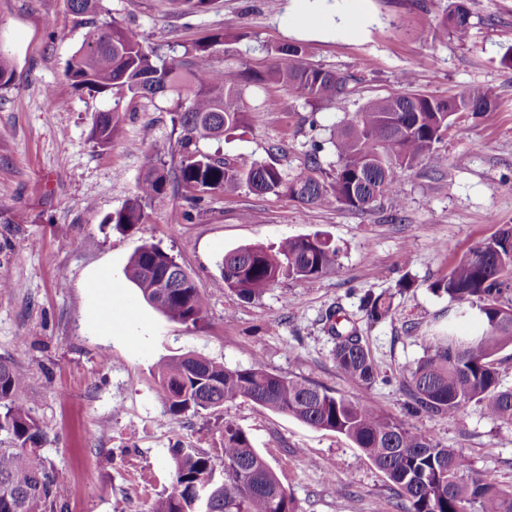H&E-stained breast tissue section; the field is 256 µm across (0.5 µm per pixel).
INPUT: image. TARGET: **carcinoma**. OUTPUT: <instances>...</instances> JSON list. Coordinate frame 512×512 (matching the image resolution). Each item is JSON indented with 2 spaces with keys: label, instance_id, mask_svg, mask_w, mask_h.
Returning <instances> with one entry per match:
<instances>
[{
  "label": "carcinoma",
  "instance_id": "1",
  "mask_svg": "<svg viewBox=\"0 0 512 512\" xmlns=\"http://www.w3.org/2000/svg\"><path fill=\"white\" fill-rule=\"evenodd\" d=\"M99 0H69L71 10L86 15L82 45L72 56L67 77L78 89L112 96V108L98 113L91 137L102 147L118 136L124 103L137 98L174 95L172 123L179 130L183 152L180 165L150 159L133 197L105 223L118 229L142 224L148 209L167 195L169 186L182 191L193 207L206 195L232 193L246 186L256 194H286L312 207L345 206L358 211L373 207L381 197L392 199L400 212L396 170L410 169L425 158L437 168L436 145L457 124L495 105L489 89L436 98L404 93L368 101L351 119L332 127L327 139L311 144L305 168L290 175L273 164L257 162L238 167L200 144L219 140L273 112L280 100L266 95L252 105L250 88L279 85L296 100L318 103L343 95L346 79L305 61V47L288 42L276 51L264 70L247 67L213 69L206 63L209 45L196 44L183 58L168 61L144 45L138 32L112 22H98ZM214 0H171L181 15L205 12ZM458 20L447 13L439 24L456 39L468 37L470 13L464 0ZM469 104L472 110L448 116V107ZM337 160L331 181L321 179L324 145ZM340 265V250L319 235L282 239L273 247L245 245L227 251L217 261L216 285L243 301L256 300L282 279H318ZM126 278L144 300L167 319L197 325L207 312V295L174 257L156 244H143L130 257ZM435 294L446 295L462 317H475L480 331L461 336L453 327L446 334L421 337L426 352L404 379L406 415L392 416L374 405L336 395L302 377H283L256 363L229 369L205 357L186 355L164 360L156 373L167 411L172 415L217 410L245 399L286 413L310 427L349 439L398 489L399 512H512V492L474 473L460 451L413 427L414 415L455 417L471 403L489 418L512 426V389L501 387L495 356L512 347V226L500 229L471 250L448 275L432 283ZM394 295L364 297L362 309L371 323L392 317ZM341 307L326 314L334 340L332 359L344 377L361 386L378 378L374 360L356 327L341 320ZM44 426L33 413L28 376L19 365L0 360V512H56L67 477L47 461ZM171 489L152 500L149 512H298L294 498L254 448L249 433L224 421V439L212 454L190 446L173 448Z\"/></svg>",
  "mask_w": 512,
  "mask_h": 512
}]
</instances>
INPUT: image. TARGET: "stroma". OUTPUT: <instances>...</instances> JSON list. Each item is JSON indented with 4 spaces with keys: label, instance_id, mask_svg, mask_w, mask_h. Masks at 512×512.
<instances>
[{
    "label": "stroma",
    "instance_id": "stroma-1",
    "mask_svg": "<svg viewBox=\"0 0 512 512\" xmlns=\"http://www.w3.org/2000/svg\"><path fill=\"white\" fill-rule=\"evenodd\" d=\"M452 2L356 0L362 21L355 36L331 39L297 30L296 0H216L194 16L180 15L170 0H100V19L138 31L166 58L221 31L228 39L209 56L217 68L263 69L278 46L298 40L310 63L347 78L345 95L315 106L283 97L278 111L204 143L205 151L241 167L262 161L300 170L312 140L327 138L332 125L377 97L410 89L445 97L473 87L497 94L493 111L439 145V173L425 160L397 172L406 200L399 222L389 221L386 198L358 212L242 188L205 197L193 210L168 193L146 223L120 231L105 218L132 198L147 153L179 164L171 98L133 102L122 134L100 147L90 135L93 117L112 102L76 91L65 75L83 41V16L68 0H0V49L15 73L13 85L0 89V359L29 374L34 414L48 433L44 454L69 478L63 512H147L171 486V445L215 448L228 419L249 432L301 512H397L393 484L344 436L244 400L216 412L170 415L155 367L186 354L230 369L258 362L404 414L401 381L425 352L422 335L449 325L451 304L431 283L512 226V69L500 63L512 48V0H467L463 41L434 32ZM311 115L319 123L314 131ZM133 141L145 142L146 151L130 149ZM276 142L285 152L269 153ZM314 234L339 247V269L316 280H282L251 302L215 287L224 252ZM146 243L172 255L207 294L204 321H168L126 279L130 257ZM102 266L111 267L129 316L112 335L88 319L86 278ZM403 278L411 286L401 294ZM385 290L395 295L393 315L369 323L362 300ZM337 307L377 365L372 386H358L333 363L323 318ZM410 422L462 451L474 472L512 487V434L480 405L454 418Z\"/></svg>",
    "mask_w": 512,
    "mask_h": 512
}]
</instances>
